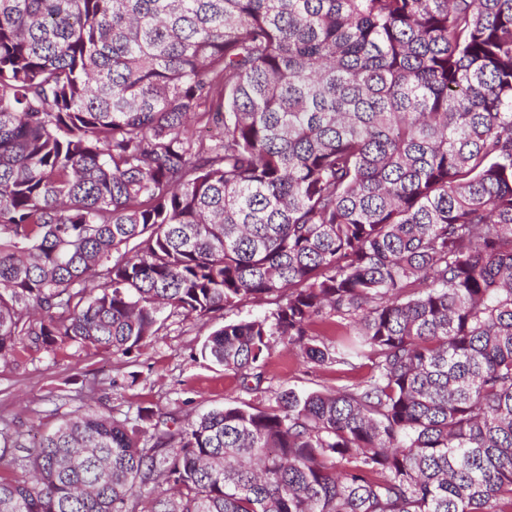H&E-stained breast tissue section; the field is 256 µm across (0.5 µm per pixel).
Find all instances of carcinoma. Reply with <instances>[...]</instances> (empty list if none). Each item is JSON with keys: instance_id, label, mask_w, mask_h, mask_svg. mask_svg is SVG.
<instances>
[{"instance_id": "cac0c4a2", "label": "carcinoma", "mask_w": 512, "mask_h": 512, "mask_svg": "<svg viewBox=\"0 0 512 512\" xmlns=\"http://www.w3.org/2000/svg\"><path fill=\"white\" fill-rule=\"evenodd\" d=\"M260 379L41 436L0 512H512V0H0V361L169 309ZM302 360L297 349L277 343L263 371L260 385L262 395L270 397L288 388L297 391L343 388L359 381L367 372L366 368L348 370L338 369L334 365L308 369ZM306 370L308 373H305Z\"/></svg>"}]
</instances>
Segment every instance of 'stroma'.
<instances>
[{"label": "stroma", "mask_w": 512, "mask_h": 512, "mask_svg": "<svg viewBox=\"0 0 512 512\" xmlns=\"http://www.w3.org/2000/svg\"><path fill=\"white\" fill-rule=\"evenodd\" d=\"M209 331L202 322L169 316L157 336L128 357L68 344L53 352L22 349L0 362V420L20 433H47L91 408L135 418L150 407L192 419L229 404L254 401L238 376L201 358ZM362 370L333 365L307 368L296 349L276 344L263 371L264 396L293 388L336 389L361 379Z\"/></svg>", "instance_id": "obj_1"}]
</instances>
